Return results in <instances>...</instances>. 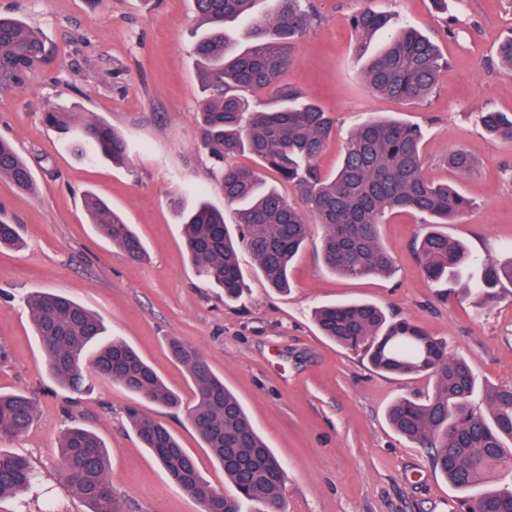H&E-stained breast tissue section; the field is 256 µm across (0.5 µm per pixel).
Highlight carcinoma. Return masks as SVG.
I'll return each instance as SVG.
<instances>
[{"mask_svg":"<svg viewBox=\"0 0 512 512\" xmlns=\"http://www.w3.org/2000/svg\"><path fill=\"white\" fill-rule=\"evenodd\" d=\"M205 26L193 55L205 96L198 112L202 146L217 157L247 153L275 171L298 193L299 203L266 186L258 171L224 166L218 187L224 200L238 205L237 221L205 199L184 215L182 224L189 262L209 286L237 299L245 287L237 252L248 250L258 273L273 288L288 287V271L306 240L320 233L328 270L350 279L388 274L391 251L380 239V225L400 212L413 213L429 225L417 250L424 274L433 282L456 287L467 282L468 295L486 305L504 283L512 284V259L500 262L472 254L466 245L440 231L463 216L469 202L456 190L422 175V131L403 121L369 117L350 133L333 175L323 174L316 159L330 137L333 119L315 102L282 83L293 65L291 47L316 20L305 0H194ZM389 19L370 7L360 8L352 26L360 49ZM45 55L40 31L26 22L0 16V90L25 86L28 74ZM441 70L436 45L412 26L397 28L387 45L368 60L364 80L382 96L422 101L436 88ZM274 90L267 107L247 111L246 91ZM45 122L73 139L76 152L115 164L127 162L125 136L106 121L73 107L54 105ZM485 131L512 139V113L479 114ZM446 162L460 174L476 164L462 152ZM0 179L32 193L34 174L13 143L0 137ZM90 223L102 239L132 259L144 245L124 218L96 193L84 195ZM16 225L0 222V247L19 245ZM34 336L44 348L49 372L74 394L85 390V372L124 388L134 397L126 410L143 446L150 449L172 480L200 505L201 512H241L244 501L269 512L282 510L285 471L253 425L246 410L196 350L178 338L171 355L182 363L195 396L187 409L190 424L234 488H213L195 458L143 404L178 408L180 396L127 342H104L101 319L79 302L55 292H37L28 300ZM323 336L343 347L364 348L378 372L427 375L431 391L422 399L400 397L388 409L392 428L431 450L435 469L462 493L458 512H512V484L490 487L488 474L512 471V384L487 391V408L474 403L480 385L468 362L448 354V343L428 335L409 318H390L369 302L323 306L314 312ZM35 401L22 394L0 393V438L18 437L34 420ZM60 470L89 512H124L107 479V450L100 437L72 424L60 441ZM33 472L18 455L0 450V498L31 487Z\"/></svg>","mask_w":512,"mask_h":512,"instance_id":"obj_1","label":"carcinoma"}]
</instances>
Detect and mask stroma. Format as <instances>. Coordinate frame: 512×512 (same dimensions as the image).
I'll return each instance as SVG.
<instances>
[{
    "label": "stroma",
    "mask_w": 512,
    "mask_h": 512,
    "mask_svg": "<svg viewBox=\"0 0 512 512\" xmlns=\"http://www.w3.org/2000/svg\"><path fill=\"white\" fill-rule=\"evenodd\" d=\"M312 3L318 18L283 79L335 120L320 170L335 171L349 133L368 115L419 126L425 178L454 185L471 203L445 232L480 256L511 258L512 141L488 134L478 116L512 113V71L497 57L512 37V0H447L440 7L433 0H371L439 48V83L416 103L377 95L365 83L366 58L351 27L360 0ZM0 14L39 29L49 48L24 88L0 92V136L30 162L36 181L35 192L23 194L0 179V219L19 225L22 238L21 247L0 248V391L26 393L36 405L27 433L0 441V450L28 459L35 479L25 494L0 498V512H88L58 463V437L73 420L105 441L108 479L126 512H200L143 448L127 420L126 390L95 378L75 396L53 381L27 307L28 296L50 290L97 312L109 335L136 348L185 406L194 393L168 340L192 345L282 462L285 512H456L459 494L428 449L395 433L386 418L394 400L426 395L432 379L374 371L363 351L321 336L312 313L325 304L373 302L446 339L449 354L463 357L482 386L496 387L512 384V285L482 308L463 289L433 284L415 250L426 227L402 213L380 229L396 261L390 275L332 274L313 237L285 291L271 288L253 256L239 250L247 291L225 299L198 277L181 234V210L201 196L223 208L226 223L236 219L235 205L215 186L222 164L203 148L197 124L203 93L192 51L200 33L193 0H0ZM51 103L77 106L122 131L129 164L78 157L43 123ZM454 150L473 158L474 173L462 176L445 164ZM89 191L135 225L146 246L140 259L98 237L82 204ZM152 414L194 455L202 476L231 493L183 409Z\"/></svg>",
    "instance_id": "stroma-1"
}]
</instances>
